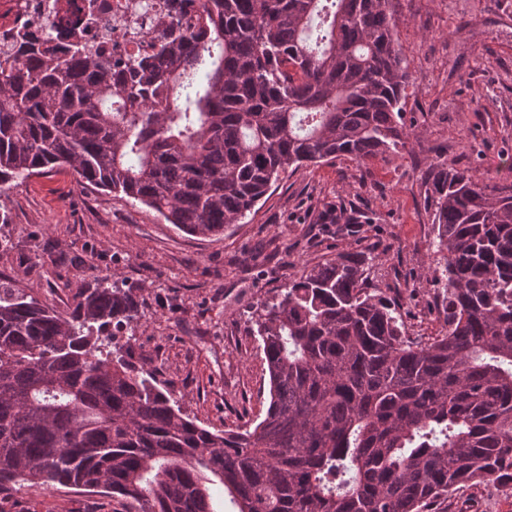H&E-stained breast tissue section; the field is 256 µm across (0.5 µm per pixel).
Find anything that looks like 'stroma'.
Segmentation results:
<instances>
[{
  "label": "stroma",
  "instance_id": "stroma-1",
  "mask_svg": "<svg viewBox=\"0 0 512 512\" xmlns=\"http://www.w3.org/2000/svg\"><path fill=\"white\" fill-rule=\"evenodd\" d=\"M409 81L405 149L361 166L350 158L287 169L244 222L192 236L127 197L78 184L70 171L0 188V280L68 315L101 279L133 290L141 318L135 364L154 370L184 414L210 430L260 422L269 404L261 339L248 312L303 267L373 255L372 285L409 336L445 319L426 198L431 161L512 183V0H392ZM356 213L353 234L319 214ZM512 512L497 485L465 486L434 512ZM0 512H128L124 499L75 485L24 483Z\"/></svg>",
  "mask_w": 512,
  "mask_h": 512
}]
</instances>
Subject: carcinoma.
<instances>
[{
    "label": "carcinoma",
    "mask_w": 512,
    "mask_h": 512,
    "mask_svg": "<svg viewBox=\"0 0 512 512\" xmlns=\"http://www.w3.org/2000/svg\"><path fill=\"white\" fill-rule=\"evenodd\" d=\"M391 0H203L191 28L122 65L39 45L0 62V185L56 168L190 235L237 224L291 166L406 147L409 75ZM445 324L426 342L372 288L373 257L305 267L248 315L268 366L255 427L185 415L120 336L102 280L59 315L0 281V490L120 495L133 512H431L512 484V184L430 163Z\"/></svg>",
    "instance_id": "1"
}]
</instances>
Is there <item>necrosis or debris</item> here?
<instances>
[{
  "label": "necrosis or debris",
  "instance_id": "obj_1",
  "mask_svg": "<svg viewBox=\"0 0 512 512\" xmlns=\"http://www.w3.org/2000/svg\"><path fill=\"white\" fill-rule=\"evenodd\" d=\"M173 0H0V58L24 56L29 42L64 48L81 41L111 61L153 54L152 33Z\"/></svg>",
  "mask_w": 512,
  "mask_h": 512
}]
</instances>
